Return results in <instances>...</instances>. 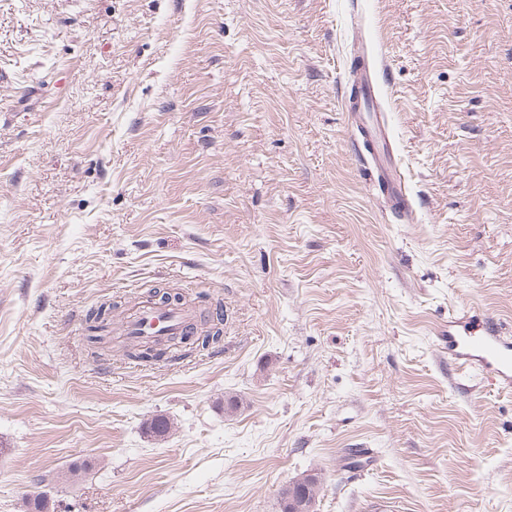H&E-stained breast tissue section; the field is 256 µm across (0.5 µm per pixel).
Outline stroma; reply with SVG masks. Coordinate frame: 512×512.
<instances>
[{
    "mask_svg": "<svg viewBox=\"0 0 512 512\" xmlns=\"http://www.w3.org/2000/svg\"><path fill=\"white\" fill-rule=\"evenodd\" d=\"M360 44L409 221L350 144ZM154 288L220 345L93 358L88 310ZM469 307L512 333V0H0V512L305 474L315 512H512V392L439 348Z\"/></svg>",
    "mask_w": 512,
    "mask_h": 512,
    "instance_id": "stroma-1",
    "label": "stroma"
}]
</instances>
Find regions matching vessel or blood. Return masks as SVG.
I'll return each mask as SVG.
<instances>
[{
    "label": "vessel or blood",
    "mask_w": 512,
    "mask_h": 512,
    "mask_svg": "<svg viewBox=\"0 0 512 512\" xmlns=\"http://www.w3.org/2000/svg\"><path fill=\"white\" fill-rule=\"evenodd\" d=\"M376 71L360 64L346 100L352 121V144L360 155L361 172L386 200L393 214L408 218L409 188L397 164L386 113L378 109ZM193 311L181 303L147 299L133 305L122 318L124 336L162 343L196 325ZM442 349L458 367L492 377L499 388H512V338L492 319L471 320L459 312L448 318Z\"/></svg>",
    "instance_id": "obj_1"
}]
</instances>
